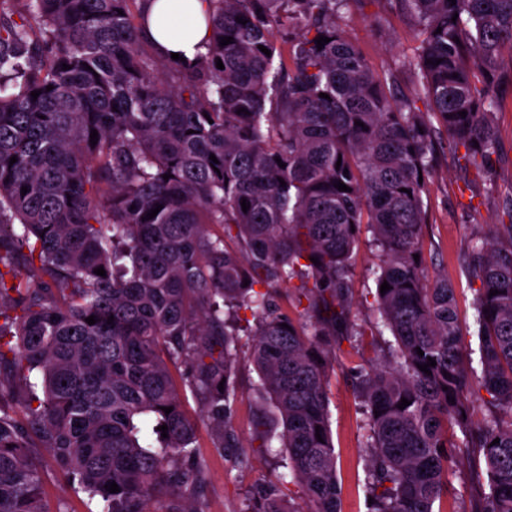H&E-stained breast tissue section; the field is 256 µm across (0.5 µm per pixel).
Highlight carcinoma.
Instances as JSON below:
<instances>
[{"label": "carcinoma", "instance_id": "1", "mask_svg": "<svg viewBox=\"0 0 512 512\" xmlns=\"http://www.w3.org/2000/svg\"><path fill=\"white\" fill-rule=\"evenodd\" d=\"M342 2L208 0L212 36L184 64L143 39L145 0H0V512H46L35 439L97 512H202L208 469L179 387L239 466L244 336L253 439L287 449L306 512H341L327 384L336 344L365 335L350 314L364 228L380 251L374 328L396 341L387 363L354 368L372 512H443L465 456L470 512H512V224L468 248L479 375L455 289L427 286L413 258L439 134L479 171L499 155L512 0H392L422 35L409 66L437 127L341 32ZM295 28L288 64L278 36ZM283 282L297 318L275 299ZM474 386L490 396L479 423ZM288 484L247 512H301Z\"/></svg>", "mask_w": 512, "mask_h": 512}]
</instances>
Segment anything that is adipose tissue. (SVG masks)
I'll return each mask as SVG.
<instances>
[{
	"label": "adipose tissue",
	"mask_w": 512,
	"mask_h": 512,
	"mask_svg": "<svg viewBox=\"0 0 512 512\" xmlns=\"http://www.w3.org/2000/svg\"><path fill=\"white\" fill-rule=\"evenodd\" d=\"M207 0H148V39L163 56L194 60L211 35Z\"/></svg>",
	"instance_id": "adipose-tissue-1"
}]
</instances>
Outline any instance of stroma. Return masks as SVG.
Masks as SVG:
<instances>
[{"mask_svg": "<svg viewBox=\"0 0 512 512\" xmlns=\"http://www.w3.org/2000/svg\"><path fill=\"white\" fill-rule=\"evenodd\" d=\"M338 24L344 35L363 51L373 73L394 75L401 91L413 98L421 112L430 105L408 69L420 44L417 27L396 11L390 0H345ZM500 153L490 172L464 168L447 141H440L434 170L423 194L425 232L423 270L427 282L448 280L455 290L461 325L466 333L468 358L480 370L478 327L474 321L471 276L465 254L472 235H489L494 225L512 222V84H506L496 118ZM379 249L370 234H362L355 252L351 288L352 312L359 321L374 317V271ZM390 334L351 339L337 351L329 374L327 395L341 492V512H368V450L363 438L364 407L352 386L351 369L388 356ZM199 452L208 465L209 488L205 512H244L263 485L278 483L284 474V449H244L239 467L229 468L213 448L210 430L197 425ZM36 455L44 471L42 496L47 512H94L96 505L57 469L49 451Z\"/></svg>", "mask_w": 512, "mask_h": 512, "instance_id": "1", "label": "stroma"}]
</instances>
